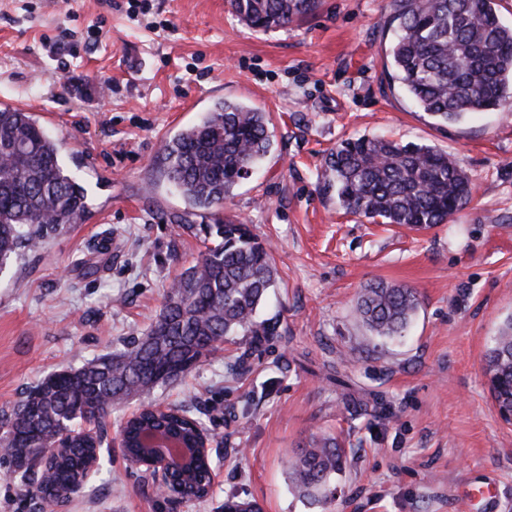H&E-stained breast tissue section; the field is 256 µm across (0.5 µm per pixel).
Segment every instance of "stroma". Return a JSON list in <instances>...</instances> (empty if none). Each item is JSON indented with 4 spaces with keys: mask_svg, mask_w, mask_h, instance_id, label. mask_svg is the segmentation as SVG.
Returning a JSON list of instances; mask_svg holds the SVG:
<instances>
[{
    "mask_svg": "<svg viewBox=\"0 0 512 512\" xmlns=\"http://www.w3.org/2000/svg\"><path fill=\"white\" fill-rule=\"evenodd\" d=\"M125 3L0 0V102L58 141L87 205L81 223L0 267V423L48 375L146 333L200 258L204 218L158 155L223 98L269 115L270 151L220 213L271 249L261 316L280 335L239 377L227 367L246 352L242 337L146 398L213 432L212 496L175 508L130 472L116 409L98 469L60 512H224L229 497L263 512H512V422L484 360L512 318V105L447 125L420 111L391 77V0H320L267 32L229 0H146L134 18ZM363 136L448 152L470 202L422 230L347 213L320 175L337 144ZM376 282L419 296L401 336L370 337L357 319ZM352 385L381 406L348 412ZM328 435L348 464L335 500L317 507L294 494L286 462Z\"/></svg>",
    "mask_w": 512,
    "mask_h": 512,
    "instance_id": "stroma-1",
    "label": "stroma"
}]
</instances>
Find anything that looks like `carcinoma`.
Returning a JSON list of instances; mask_svg holds the SVG:
<instances>
[{
	"instance_id": "1",
	"label": "carcinoma",
	"mask_w": 512,
	"mask_h": 512,
	"mask_svg": "<svg viewBox=\"0 0 512 512\" xmlns=\"http://www.w3.org/2000/svg\"><path fill=\"white\" fill-rule=\"evenodd\" d=\"M230 6L247 26L267 31L313 12L318 0H230ZM387 23L394 30L392 78L435 121L455 123L512 102V28L499 21L494 0H392ZM267 124V113L256 107L215 103L198 123L164 141V176L192 209L214 213L268 153ZM59 155L57 141L30 113L0 103V266L19 245L35 248L84 215V190ZM324 179L347 212L409 228L445 223L472 195L468 175L448 154L381 138L341 142L325 162ZM201 231L212 245L171 286L146 334L49 375L5 423L0 460L20 470L25 485L40 492L83 477V458L102 446L105 435H83L81 425L94 410L139 400L186 376L232 336L249 337L248 351L230 367L243 371L246 357L278 335L273 319L259 318L274 283L269 250L237 220L219 219ZM418 306L414 289L378 283L360 293L357 313L372 336L393 338L408 328ZM485 364L498 406H512V318L491 338ZM146 407L140 403V412L120 425L129 455L141 453L137 442L148 430L195 441L190 411L164 416ZM39 457L49 458L53 469L38 466ZM345 462L336 438H313L292 456L288 474L300 497L323 505L335 499ZM212 467L210 458L188 471L174 467L171 491L208 484ZM224 512L262 509L255 501L227 499Z\"/></svg>"
}]
</instances>
